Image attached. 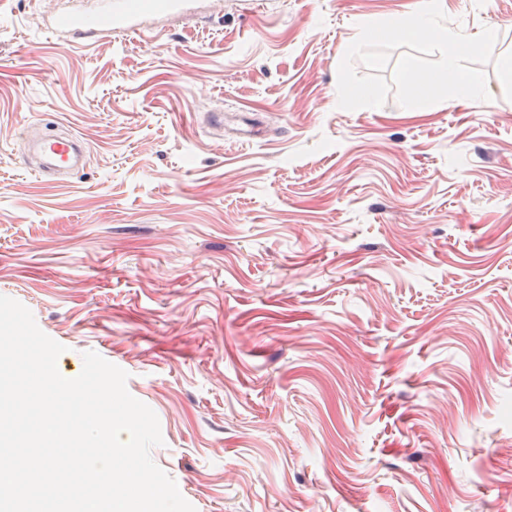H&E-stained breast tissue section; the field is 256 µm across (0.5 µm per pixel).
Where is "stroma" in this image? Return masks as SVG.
<instances>
[{"label": "stroma", "mask_w": 512, "mask_h": 512, "mask_svg": "<svg viewBox=\"0 0 512 512\" xmlns=\"http://www.w3.org/2000/svg\"><path fill=\"white\" fill-rule=\"evenodd\" d=\"M450 28L512 0H440ZM416 0H196L84 47L0 0V295L157 415L196 512H512V100L338 105L361 19ZM264 135L237 142L212 113ZM90 149L61 184L23 138Z\"/></svg>", "instance_id": "1"}]
</instances>
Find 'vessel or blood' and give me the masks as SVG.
I'll return each mask as SVG.
<instances>
[{"instance_id": "1", "label": "vessel or blood", "mask_w": 512, "mask_h": 512, "mask_svg": "<svg viewBox=\"0 0 512 512\" xmlns=\"http://www.w3.org/2000/svg\"><path fill=\"white\" fill-rule=\"evenodd\" d=\"M194 0H81L78 7L51 18V31L73 39H108L140 30L143 13L189 10ZM44 168L67 177L79 168L80 145L76 136L56 135L40 145Z\"/></svg>"}]
</instances>
